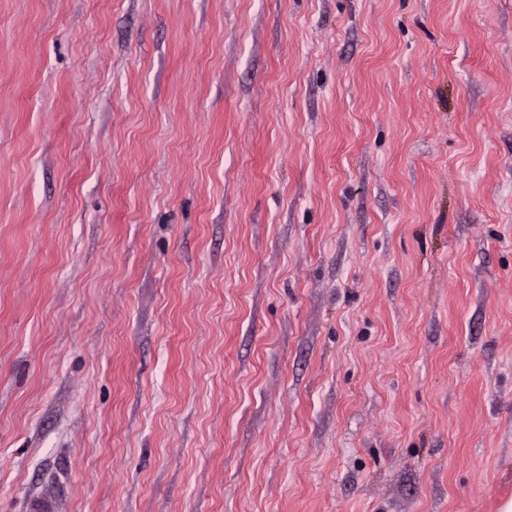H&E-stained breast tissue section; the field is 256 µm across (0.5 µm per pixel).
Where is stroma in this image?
<instances>
[{"label":"stroma","instance_id":"obj_1","mask_svg":"<svg viewBox=\"0 0 512 512\" xmlns=\"http://www.w3.org/2000/svg\"><path fill=\"white\" fill-rule=\"evenodd\" d=\"M512 498V0H0V512Z\"/></svg>","mask_w":512,"mask_h":512}]
</instances>
